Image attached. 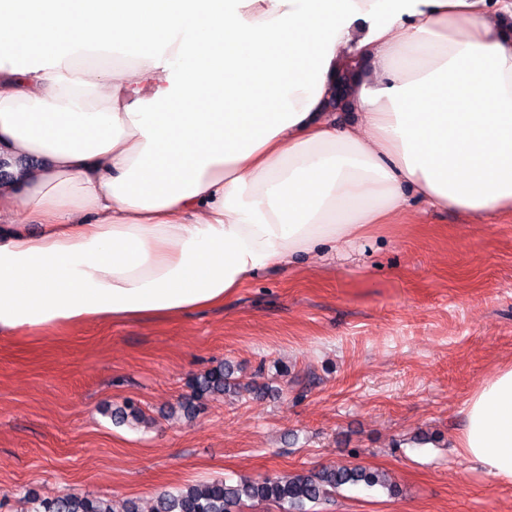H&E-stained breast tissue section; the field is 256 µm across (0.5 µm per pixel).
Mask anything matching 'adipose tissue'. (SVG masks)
<instances>
[{"label":"adipose tissue","instance_id":"adipose-tissue-1","mask_svg":"<svg viewBox=\"0 0 512 512\" xmlns=\"http://www.w3.org/2000/svg\"><path fill=\"white\" fill-rule=\"evenodd\" d=\"M510 18L512 0H0V339L221 306L415 200L512 214ZM463 413L459 448L512 485V365Z\"/></svg>","mask_w":512,"mask_h":512}]
</instances>
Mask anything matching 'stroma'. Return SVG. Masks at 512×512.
<instances>
[{
	"instance_id": "obj_1",
	"label": "stroma",
	"mask_w": 512,
	"mask_h": 512,
	"mask_svg": "<svg viewBox=\"0 0 512 512\" xmlns=\"http://www.w3.org/2000/svg\"><path fill=\"white\" fill-rule=\"evenodd\" d=\"M511 362L512 214L471 224L416 201L220 308L0 339V512L65 491L150 512L166 490L336 465L393 487L313 512H512V485L457 446L465 400ZM222 363L244 392L185 417L188 380ZM130 400L143 423H114Z\"/></svg>"
}]
</instances>
